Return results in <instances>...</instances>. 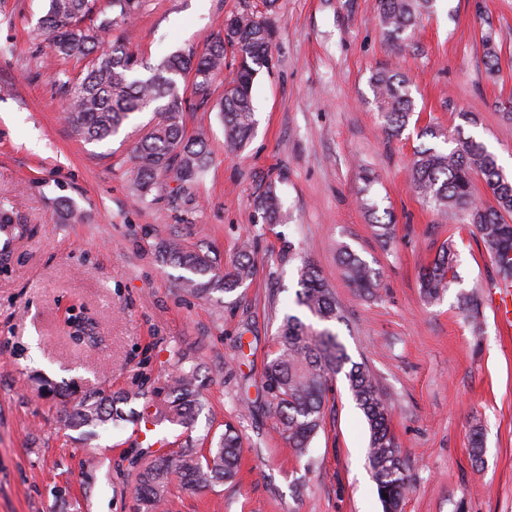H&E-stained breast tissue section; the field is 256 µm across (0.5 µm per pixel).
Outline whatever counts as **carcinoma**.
I'll list each match as a JSON object with an SVG mask.
<instances>
[{
	"mask_svg": "<svg viewBox=\"0 0 512 512\" xmlns=\"http://www.w3.org/2000/svg\"><path fill=\"white\" fill-rule=\"evenodd\" d=\"M434 0H378L379 22L384 34L399 41L423 16L431 12ZM143 0H49L42 17L43 31L49 35L54 55L50 65L57 69L59 91L65 97L68 120L77 135L88 142L103 141L116 134L133 115L153 112L159 120L138 141L134 162L138 191L146 197L155 190L176 184L186 191L205 172L210 161L206 140L187 135L184 115L189 109L185 86L192 82L204 93L224 73L227 53H232L234 69L217 103L224 125V139L237 147L245 143L255 127L252 96L254 80L268 65L274 38L272 15L278 0H264L266 13L249 11L224 20V34L200 56L178 50L164 56L155 66L131 53L124 41L105 36L121 24H128L140 12ZM489 73L500 70V57L490 35L482 37ZM85 62L83 76L72 78L63 64ZM377 106L384 128L399 134L413 112V100L406 77L396 70H381L372 79ZM454 147L443 150L421 145L414 152L410 183L418 195L436 212L450 214L479 237L494 259L502 282L512 283V178L504 175L493 154L458 126L446 136ZM483 178L494 204L483 207L474 199L475 177ZM362 206L374 224L379 239L387 241L393 217L370 199ZM280 199L274 183L258 195L257 209L262 220H276ZM166 264L183 270L178 284L187 293L209 297L230 294L253 273L247 247H242L231 264L215 267L208 254L185 248L176 240L161 246ZM339 262L350 287L371 293L378 287L379 272L349 247L339 252ZM300 291L297 304L318 321L330 324L343 318L342 309L318 268L310 261L298 268ZM458 280L456 249L453 241L442 243L421 275L424 298L440 300ZM460 308L472 323L480 317L481 299L463 294ZM275 350L268 361L262 389L265 402L276 420L279 435L288 440L298 458L307 456L313 438L324 420L326 393L333 380L342 377L356 407L369 429L368 466L376 485L383 512H399L410 482V475L389 429V406L380 392L369 366L352 360L345 345L329 328L313 329L300 317L286 313L275 336ZM200 367L180 368L170 388L165 409L154 418L190 426L202 410L199 399ZM141 397L139 393L107 394L85 392L76 398L64 425L93 435L99 429L118 427L130 413L123 405ZM242 439L230 423L224 433L212 439L207 453L184 451L180 454H151V460L135 475L138 512H163L175 486L209 489L232 479L237 472Z\"/></svg>",
	"mask_w": 512,
	"mask_h": 512,
	"instance_id": "1",
	"label": "carcinoma"
}]
</instances>
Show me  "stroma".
Instances as JSON below:
<instances>
[{
    "label": "stroma",
    "instance_id": "1",
    "mask_svg": "<svg viewBox=\"0 0 512 512\" xmlns=\"http://www.w3.org/2000/svg\"><path fill=\"white\" fill-rule=\"evenodd\" d=\"M46 0H0V206L19 237L0 267V512H137L133 424L80 439L63 428L64 395L130 392L136 410L165 407L175 377L171 352L201 363L210 408L193 429L163 423L164 451L232 423L243 434L235 477L212 489H174L169 512H383L367 465L369 431L344 381L334 383L309 459H297L257 396L285 312L294 310L298 269L313 262L343 309L334 330L354 361L366 362L391 411V431L411 476L401 512H512V340L490 304L479 326L459 293L498 287L481 241L414 192L408 169L426 126L482 142L512 176V0H435L399 43L378 22V0H279L267 67L253 86L255 128L243 146L224 143L209 106L187 112L211 161L189 193L140 199L132 160L144 112L99 143L76 136L42 60L52 53L39 20ZM263 14L262 0H145L119 28L150 63L179 48L204 51L227 16ZM492 33L501 71L490 77L482 37ZM410 80L414 117L387 135L373 73ZM470 124H462L461 113ZM372 172L371 183L359 177ZM282 199L264 223L255 199L268 182ZM391 212L381 243L357 204ZM82 218L58 217L59 198ZM458 250L459 284L435 304L418 272L446 239ZM178 240L221 266L249 242L255 273L218 299L177 285L159 245ZM349 246L380 272L376 297L349 288L338 262ZM87 309L93 344L74 341L63 319ZM484 452L473 460V423Z\"/></svg>",
    "mask_w": 512,
    "mask_h": 512
}]
</instances>
